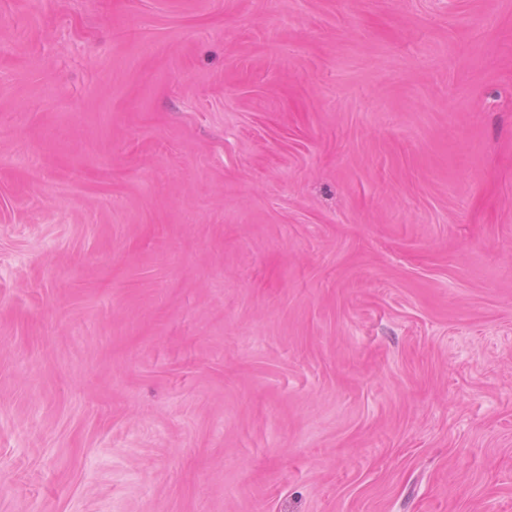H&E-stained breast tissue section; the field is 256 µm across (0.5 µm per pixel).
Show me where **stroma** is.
<instances>
[{
    "label": "stroma",
    "mask_w": 512,
    "mask_h": 512,
    "mask_svg": "<svg viewBox=\"0 0 512 512\" xmlns=\"http://www.w3.org/2000/svg\"><path fill=\"white\" fill-rule=\"evenodd\" d=\"M0 512H512V0H0Z\"/></svg>",
    "instance_id": "obj_1"
}]
</instances>
